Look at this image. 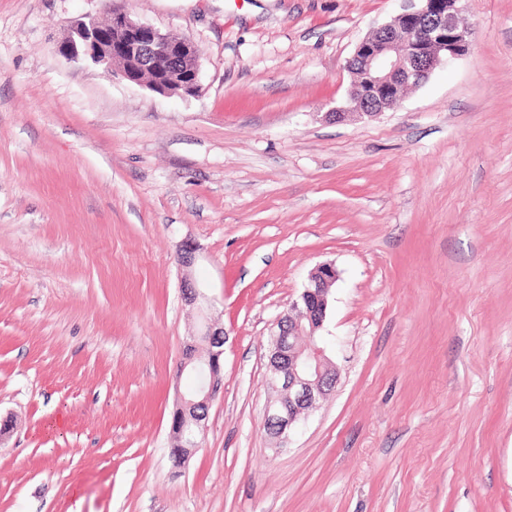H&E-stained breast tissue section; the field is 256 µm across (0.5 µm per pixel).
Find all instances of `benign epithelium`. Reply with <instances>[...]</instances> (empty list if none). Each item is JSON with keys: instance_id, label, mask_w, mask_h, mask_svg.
<instances>
[{"instance_id": "obj_1", "label": "benign epithelium", "mask_w": 512, "mask_h": 512, "mask_svg": "<svg viewBox=\"0 0 512 512\" xmlns=\"http://www.w3.org/2000/svg\"><path fill=\"white\" fill-rule=\"evenodd\" d=\"M126 0H103V17L77 20L58 45L68 62L89 61L123 78L145 84L161 95L193 96L198 90L199 53L188 38L175 40L128 11ZM461 0H404L403 11L364 38L348 62L353 80L347 101L326 113L342 121L351 114L376 118L397 109L406 91L420 85L441 64L467 55L470 31L460 17ZM336 269L318 266L299 300L296 316L277 322L269 350L268 384L274 397L264 409V429L285 445L301 418L335 389L337 367L315 343L322 329ZM181 371H202L205 383L183 394L172 415L171 430L180 449L199 447L198 435L224 379V328L212 323L190 337L181 351Z\"/></svg>"}]
</instances>
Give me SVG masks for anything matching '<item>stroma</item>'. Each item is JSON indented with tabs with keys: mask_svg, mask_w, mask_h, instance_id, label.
I'll use <instances>...</instances> for the list:
<instances>
[{
	"mask_svg": "<svg viewBox=\"0 0 512 512\" xmlns=\"http://www.w3.org/2000/svg\"><path fill=\"white\" fill-rule=\"evenodd\" d=\"M126 5L197 45L196 95L64 60L101 0H0V512H512V0H462L471 52L341 123L402 0ZM323 263L341 378L283 448L267 354ZM206 319L224 389L178 469Z\"/></svg>",
	"mask_w": 512,
	"mask_h": 512,
	"instance_id": "1",
	"label": "stroma"
}]
</instances>
